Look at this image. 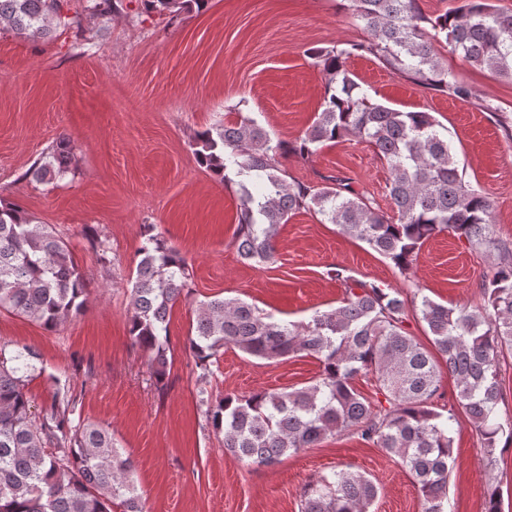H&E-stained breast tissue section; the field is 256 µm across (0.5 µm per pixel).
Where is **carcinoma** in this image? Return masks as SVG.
<instances>
[{
	"mask_svg": "<svg viewBox=\"0 0 512 512\" xmlns=\"http://www.w3.org/2000/svg\"><path fill=\"white\" fill-rule=\"evenodd\" d=\"M87 2L86 11L102 18L123 6V0ZM207 3L140 0L142 12L171 19L199 13ZM346 10L370 34L356 48L424 88L460 100L472 96L468 82L441 56V42L473 65L512 80V10L492 0H461L434 17L421 13L418 0H346ZM80 28L68 0H0V31L45 40ZM351 53L338 47L311 52L325 95L312 125L295 142L273 140L244 115L193 137L197 163L236 188L238 255L256 265L273 263L279 226L301 209L368 244L401 271L413 265L428 240L448 231L492 259L483 302L448 307L420 295L427 347L405 327L400 293L337 268L334 276L345 285L339 306L316 311L303 323L215 296L196 306L187 347L204 376L226 345L265 361L305 356L319 362L317 379L298 389L203 400L207 425L247 465L273 467L286 455L351 431L397 459L419 492L423 512H447L454 417L435 404L441 387L436 356L455 380L457 405L494 461L499 434L512 430V418L504 421L497 411L500 355L512 351V247L496 238L493 204L465 181L439 121L429 112L371 101L346 66ZM344 137L369 143L387 165L389 210L356 192L345 177L329 176L313 186L288 181V159L308 157ZM75 164L72 144L62 137L23 178L54 183ZM137 255L129 280L128 334L164 391L171 369L170 311L189 297L192 277L186 257L155 224L144 225ZM91 284L67 241L0 198V310L54 332L83 312ZM38 360L30 347L0 343V512H112L114 505L121 512H145L133 462L106 426L72 419L75 401L65 395L41 413L32 412L25 387ZM369 375L376 378V400L355 387L356 379ZM377 495L364 474L333 469L304 490L301 512H369Z\"/></svg>",
	"mask_w": 512,
	"mask_h": 512,
	"instance_id": "1",
	"label": "carcinoma"
}]
</instances>
